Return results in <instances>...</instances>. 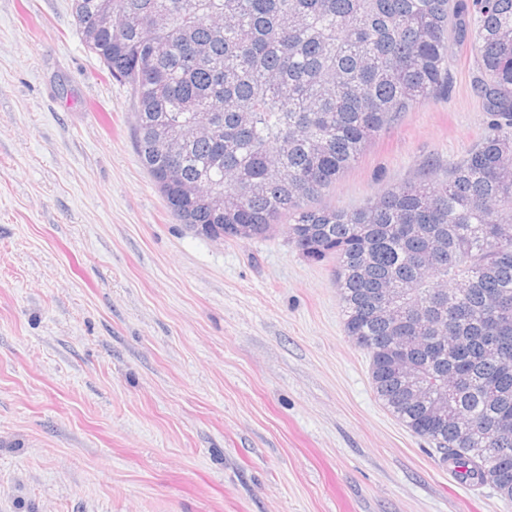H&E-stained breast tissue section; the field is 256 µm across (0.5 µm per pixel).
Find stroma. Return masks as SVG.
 <instances>
[{"label": "stroma", "mask_w": 512, "mask_h": 512, "mask_svg": "<svg viewBox=\"0 0 512 512\" xmlns=\"http://www.w3.org/2000/svg\"><path fill=\"white\" fill-rule=\"evenodd\" d=\"M73 0H0V512H512L378 400L333 264L168 212L129 88ZM448 90L317 203L434 177L488 132L458 20Z\"/></svg>", "instance_id": "1"}]
</instances>
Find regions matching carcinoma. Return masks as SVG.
Wrapping results in <instances>:
<instances>
[{"instance_id":"1","label":"carcinoma","mask_w":512,"mask_h":512,"mask_svg":"<svg viewBox=\"0 0 512 512\" xmlns=\"http://www.w3.org/2000/svg\"><path fill=\"white\" fill-rule=\"evenodd\" d=\"M112 31L85 30L100 4ZM87 49L127 85L169 213L237 241L280 228L334 263L344 330L384 406L512 502V0H73ZM464 29L489 132L441 178L317 208L367 144L450 84ZM222 117L217 135L181 126ZM183 183L162 175L170 166ZM408 336L402 347L396 337Z\"/></svg>"}]
</instances>
